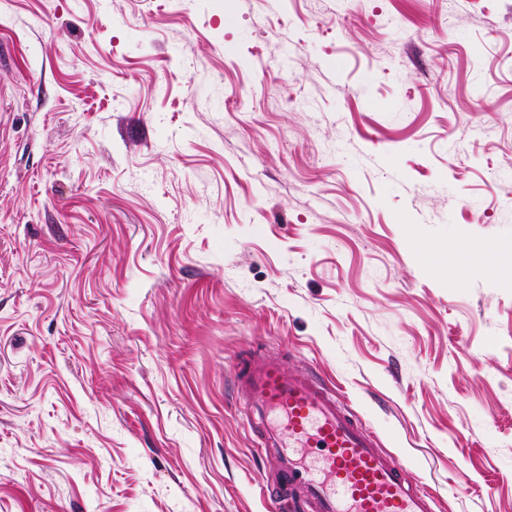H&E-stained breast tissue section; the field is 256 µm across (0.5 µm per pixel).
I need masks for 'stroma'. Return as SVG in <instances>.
<instances>
[{
    "mask_svg": "<svg viewBox=\"0 0 512 512\" xmlns=\"http://www.w3.org/2000/svg\"><path fill=\"white\" fill-rule=\"evenodd\" d=\"M0 0V512H287L238 359L512 512V0Z\"/></svg>",
    "mask_w": 512,
    "mask_h": 512,
    "instance_id": "1",
    "label": "stroma"
}]
</instances>
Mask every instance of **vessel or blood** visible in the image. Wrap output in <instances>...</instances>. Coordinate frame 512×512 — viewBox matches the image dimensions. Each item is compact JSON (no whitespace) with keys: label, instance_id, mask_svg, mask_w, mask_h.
<instances>
[{"label":"vessel or blood","instance_id":"vessel-or-blood-1","mask_svg":"<svg viewBox=\"0 0 512 512\" xmlns=\"http://www.w3.org/2000/svg\"><path fill=\"white\" fill-rule=\"evenodd\" d=\"M238 383L294 512H433L432 497L412 489L375 433L313 376L286 375L278 358L258 352Z\"/></svg>","mask_w":512,"mask_h":512}]
</instances>
